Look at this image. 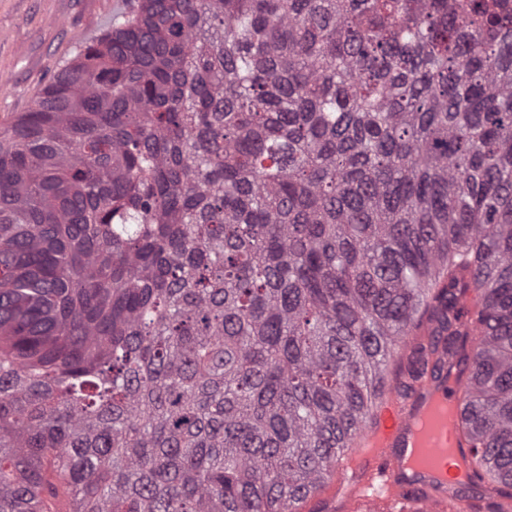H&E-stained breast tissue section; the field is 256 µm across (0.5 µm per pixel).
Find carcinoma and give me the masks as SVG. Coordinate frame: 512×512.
<instances>
[{"label": "carcinoma", "instance_id": "obj_1", "mask_svg": "<svg viewBox=\"0 0 512 512\" xmlns=\"http://www.w3.org/2000/svg\"><path fill=\"white\" fill-rule=\"evenodd\" d=\"M391 372L512 498L496 0H137L0 130V512H286Z\"/></svg>", "mask_w": 512, "mask_h": 512}]
</instances>
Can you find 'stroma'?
Here are the masks:
<instances>
[{
    "instance_id": "1",
    "label": "stroma",
    "mask_w": 512,
    "mask_h": 512,
    "mask_svg": "<svg viewBox=\"0 0 512 512\" xmlns=\"http://www.w3.org/2000/svg\"><path fill=\"white\" fill-rule=\"evenodd\" d=\"M133 0H0V128Z\"/></svg>"
}]
</instances>
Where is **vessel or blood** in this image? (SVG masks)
Masks as SVG:
<instances>
[{
  "instance_id": "vessel-or-blood-1",
  "label": "vessel or blood",
  "mask_w": 512,
  "mask_h": 512,
  "mask_svg": "<svg viewBox=\"0 0 512 512\" xmlns=\"http://www.w3.org/2000/svg\"><path fill=\"white\" fill-rule=\"evenodd\" d=\"M465 402L461 385L444 376L409 400L388 391L376 426L352 441L356 474L343 489L347 512L409 501L417 512H466L471 451L459 432Z\"/></svg>"
}]
</instances>
